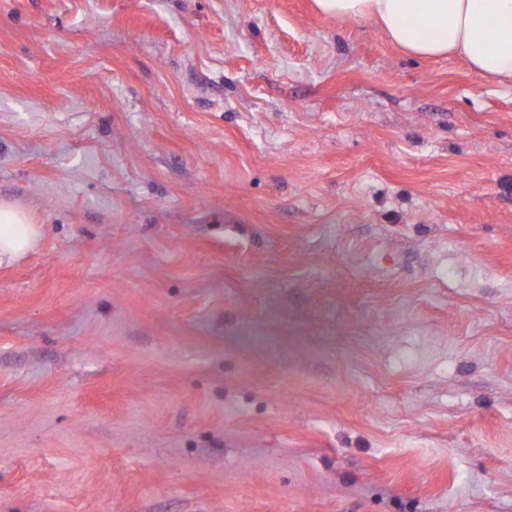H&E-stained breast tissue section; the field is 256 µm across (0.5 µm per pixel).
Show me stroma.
I'll list each match as a JSON object with an SVG mask.
<instances>
[{"label": "stroma", "instance_id": "35a3bbf8", "mask_svg": "<svg viewBox=\"0 0 512 512\" xmlns=\"http://www.w3.org/2000/svg\"><path fill=\"white\" fill-rule=\"evenodd\" d=\"M0 512H512V88L313 0H0ZM10 201H0V267L13 266L34 252L42 239L43 224Z\"/></svg>", "mask_w": 512, "mask_h": 512}]
</instances>
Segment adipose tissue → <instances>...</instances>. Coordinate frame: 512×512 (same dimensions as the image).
Returning <instances> with one entry per match:
<instances>
[{
    "instance_id": "obj_1",
    "label": "adipose tissue",
    "mask_w": 512,
    "mask_h": 512,
    "mask_svg": "<svg viewBox=\"0 0 512 512\" xmlns=\"http://www.w3.org/2000/svg\"><path fill=\"white\" fill-rule=\"evenodd\" d=\"M319 12L366 20L405 52L463 59L480 81L512 86V0H314ZM42 227L33 214L0 201V267L34 252Z\"/></svg>"
}]
</instances>
